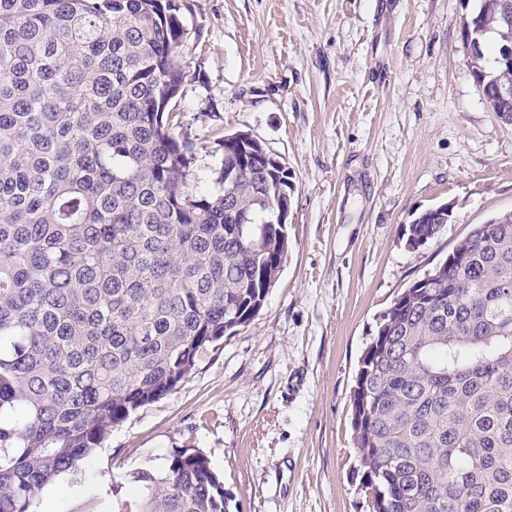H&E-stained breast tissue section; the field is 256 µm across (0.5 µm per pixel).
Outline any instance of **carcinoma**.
<instances>
[{"mask_svg":"<svg viewBox=\"0 0 512 512\" xmlns=\"http://www.w3.org/2000/svg\"><path fill=\"white\" fill-rule=\"evenodd\" d=\"M496 0L468 20L503 26ZM184 0H0V512L45 488L244 328L288 258L292 176L258 140L197 148L172 111ZM475 75L512 85L495 50ZM452 221L419 214L418 248ZM373 512H512V212L477 224L380 316L352 390ZM118 512H230L179 449Z\"/></svg>","mask_w":512,"mask_h":512,"instance_id":"1","label":"carcinoma"}]
</instances>
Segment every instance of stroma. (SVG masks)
Wrapping results in <instances>:
<instances>
[{"label":"stroma","mask_w":512,"mask_h":512,"mask_svg":"<svg viewBox=\"0 0 512 512\" xmlns=\"http://www.w3.org/2000/svg\"><path fill=\"white\" fill-rule=\"evenodd\" d=\"M183 131L208 178L244 131L292 175L266 304L163 399L63 474L40 512H116L125 474L206 454L232 512H371L351 392L377 320L474 225L512 211V124L476 82L479 0H186ZM448 205L418 249L404 228Z\"/></svg>","instance_id":"obj_1"}]
</instances>
